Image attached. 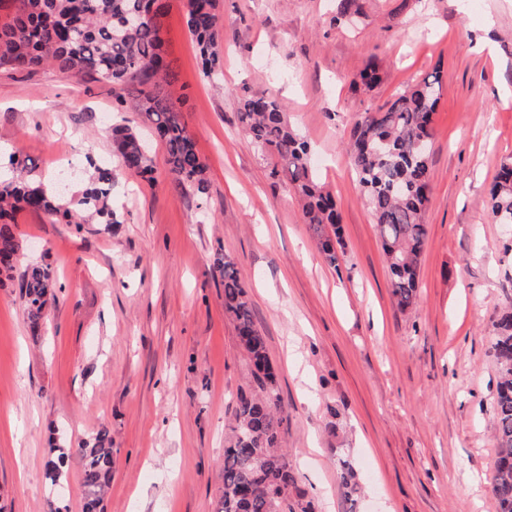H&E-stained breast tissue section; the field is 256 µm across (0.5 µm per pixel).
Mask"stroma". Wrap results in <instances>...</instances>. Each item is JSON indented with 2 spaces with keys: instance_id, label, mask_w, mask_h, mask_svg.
Instances as JSON below:
<instances>
[{
  "instance_id": "stroma-1",
  "label": "stroma",
  "mask_w": 512,
  "mask_h": 512,
  "mask_svg": "<svg viewBox=\"0 0 512 512\" xmlns=\"http://www.w3.org/2000/svg\"><path fill=\"white\" fill-rule=\"evenodd\" d=\"M218 0L224 75L204 76L180 0L164 22L173 89L209 166L206 196L175 183L154 144L155 181L122 172L118 224L16 215L23 249L0 284V512L82 510V467L45 479L52 448L112 439L104 512H216L233 403L249 372L224 313L217 252L241 271L288 411L286 446L316 512H496L490 343L512 303V224L487 190L512 157V0ZM375 66L379 84L354 80ZM442 81L431 148L419 298L400 311L346 150L361 113L411 82ZM119 87L51 67L0 72V173L71 175L116 164ZM275 97L314 150L342 215L343 256L326 265L273 162L242 133L245 95ZM49 265L57 299L40 339L20 277ZM358 492L346 497L340 462Z\"/></svg>"
}]
</instances>
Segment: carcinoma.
Segmentation results:
<instances>
[{
  "mask_svg": "<svg viewBox=\"0 0 512 512\" xmlns=\"http://www.w3.org/2000/svg\"><path fill=\"white\" fill-rule=\"evenodd\" d=\"M170 0H0V70H32L50 66L75 76L97 75L120 87L137 90L134 112L161 140L175 180L202 195L208 189V166L198 154L176 100L164 91L175 74L164 51L163 19ZM186 24L195 39L204 76L223 75L221 21L217 0H186ZM440 79L428 75L408 86L377 112H364L349 132L348 151L359 184L382 241L389 286L397 307L409 311L419 294L420 261L427 237L423 215L431 192L429 154L420 142H431ZM238 120L251 140L274 157V174L283 178L302 202L305 223L317 240L324 261L339 265L342 227L336 205L318 182L312 149L288 121L277 100L244 96ZM112 147L120 166L153 181V161L136 129L112 127ZM19 176L0 181V277L11 278L22 249L15 212L42 211L70 224L105 219L117 224L108 207L116 170L98 165L89 186L72 209L46 193L44 186ZM489 207L501 224H512V157L501 164L490 191ZM224 288V313L231 318L240 346L249 359L250 376L237 394L224 448V486L216 512H315L313 501L297 487L283 451L288 412L281 403L278 380L267 354L265 336L257 328L241 272L234 260L215 259ZM26 323L38 337L56 282L48 267L33 264L20 284ZM491 348L498 383L491 402L496 457L490 491L498 512H512V304L493 321ZM82 463L83 512H102L103 495L112 481V440L98 433L93 445L60 451L46 462V474L57 484L71 456ZM345 495L357 490L352 466L342 462Z\"/></svg>",
  "mask_w": 512,
  "mask_h": 512,
  "instance_id": "cac0c4a2",
  "label": "carcinoma"
}]
</instances>
